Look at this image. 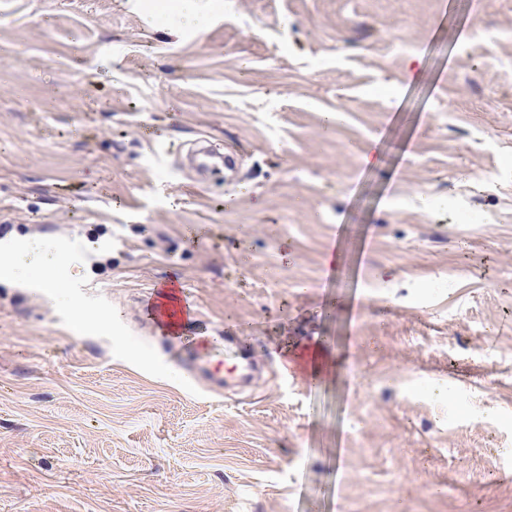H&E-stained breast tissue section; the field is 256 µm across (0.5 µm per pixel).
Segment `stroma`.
<instances>
[{
  "instance_id": "1",
  "label": "stroma",
  "mask_w": 512,
  "mask_h": 512,
  "mask_svg": "<svg viewBox=\"0 0 512 512\" xmlns=\"http://www.w3.org/2000/svg\"><path fill=\"white\" fill-rule=\"evenodd\" d=\"M152 2L0 0V512H512V0ZM166 288L168 287H158L153 293H151L148 300V306L158 320L162 322L166 321L168 323L167 312H170L173 315V318L177 320L174 321V324L180 326L182 321L187 319L189 316L184 314L179 307L175 308L174 306L167 307L163 305L165 299L162 297V294L165 292Z\"/></svg>"
}]
</instances>
